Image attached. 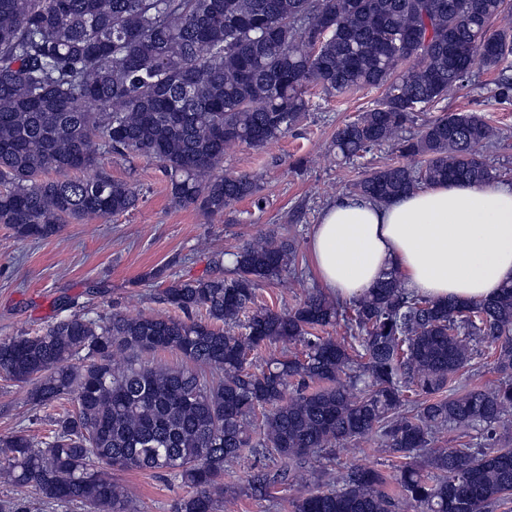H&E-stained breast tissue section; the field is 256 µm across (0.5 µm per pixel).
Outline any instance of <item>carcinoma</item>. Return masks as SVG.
I'll use <instances>...</instances> for the list:
<instances>
[{
    "instance_id": "1",
    "label": "carcinoma",
    "mask_w": 512,
    "mask_h": 512,
    "mask_svg": "<svg viewBox=\"0 0 512 512\" xmlns=\"http://www.w3.org/2000/svg\"><path fill=\"white\" fill-rule=\"evenodd\" d=\"M505 18L509 0H0V224L46 239L135 209L140 191L105 170L114 155L156 160L176 208H260L259 183L224 173V154L298 126L311 85L327 95L385 88L333 144L350 160L394 142L404 161L369 170L350 194L389 202L450 181L494 183L499 174L474 152L498 137L481 116L448 112L405 130L466 87L477 62L496 74L494 95L512 97V26L494 27ZM229 256V275L162 290L183 319L74 314L1 339L0 372L31 385L32 405L75 409L44 440L1 436L0 477L49 504L127 512L112 470H148L190 488L177 512H216L229 493L224 465L244 449L275 461L248 481L265 494L319 450L374 433L406 459L396 491L380 470L353 464L340 487L295 497L291 512L512 504V448L498 445L512 416V282L489 301H439L393 269L344 306L312 290L278 312L257 305L256 290L296 271L297 241L262 236ZM339 320L347 335L317 334ZM476 342L493 349L502 378L450 387L472 367ZM268 344L280 355L249 371L248 356ZM161 350L188 365L142 360ZM449 426L480 439L436 447Z\"/></svg>"
}]
</instances>
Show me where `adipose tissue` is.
<instances>
[{
	"label": "adipose tissue",
	"instance_id": "ef3b65f1",
	"mask_svg": "<svg viewBox=\"0 0 512 512\" xmlns=\"http://www.w3.org/2000/svg\"><path fill=\"white\" fill-rule=\"evenodd\" d=\"M309 250L320 283L342 300L395 268L419 294L486 301L512 281V188L445 183L387 204L341 196L313 225Z\"/></svg>",
	"mask_w": 512,
	"mask_h": 512
}]
</instances>
